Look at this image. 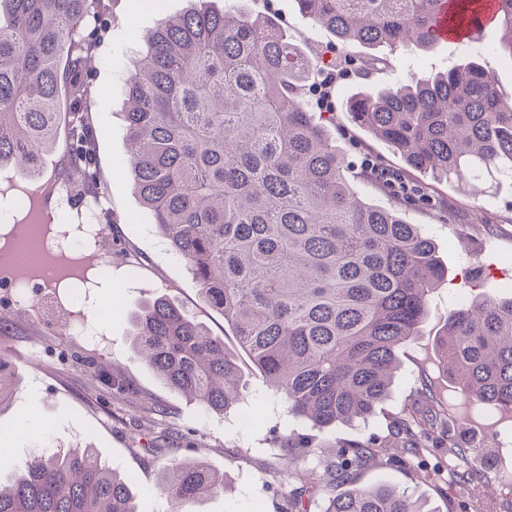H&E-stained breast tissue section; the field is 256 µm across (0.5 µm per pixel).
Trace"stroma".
<instances>
[{"label": "stroma", "instance_id": "1", "mask_svg": "<svg viewBox=\"0 0 512 512\" xmlns=\"http://www.w3.org/2000/svg\"><path fill=\"white\" fill-rule=\"evenodd\" d=\"M238 9L273 15L296 44L317 51L332 45L339 62L333 79V136L337 150L361 169L366 160L405 172L400 158L385 144L354 124L345 110L347 99L361 87L355 67L344 56L364 54L362 46H338L323 29L311 27L295 0H234ZM190 6L189 0H104L88 33L95 43L85 77L94 95L87 105L96 131V162L100 190L107 197L112 222V278L102 282V304L90 309L111 343L110 361L134 382L138 396H106L93 377L98 356L76 336L58 333V312L46 309L36 318L27 309L1 313L8 323L0 350L12 360L20 386L10 408L0 413V444L19 461L37 449L19 431L21 418L32 417L42 428L45 444L67 448L88 444L102 460L135 476L139 512H173L156 492L161 469L194 456L224 473V492L196 504V512H288L295 486L286 481V462L279 445L286 438H307L313 449L336 448L353 442L384 440L389 417L404 414L418 394L447 408L450 428L465 459L434 443L422 457H411L410 469L370 465L357 476L359 484L385 483L421 502L426 512H512V446L503 447L500 433L512 429V418L499 411L485 413L483 404L450 399L452 383L440 366L436 339L450 311L477 297L512 298V178L498 174L479 180V195L464 186L405 172L430 205L406 211L409 223L431 238L448 267L447 277L431 295L430 312L418 337L399 350V368L390 396L376 415L365 421L341 423L319 430L287 412L281 397L258 376L224 319L202 301L199 286L185 262L153 229V219L134 194L124 163L126 146L122 110L124 80L140 50V35L164 17ZM378 55L391 65L374 74L372 88L391 82L396 74L426 78L461 63L457 44L443 43L424 52L408 45L396 51L381 47ZM135 268H128V261ZM163 295L194 313L213 335L223 337L226 349L237 354L243 370L244 400L224 414L207 413L167 388L132 353L127 313L154 296ZM42 351L33 363L32 351ZM249 425H240L241 415ZM151 429L154 451L143 445Z\"/></svg>", "mask_w": 512, "mask_h": 512}]
</instances>
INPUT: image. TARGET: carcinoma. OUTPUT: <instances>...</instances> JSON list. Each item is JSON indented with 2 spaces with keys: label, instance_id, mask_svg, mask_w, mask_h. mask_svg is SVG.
Instances as JSON below:
<instances>
[{
  "label": "carcinoma",
  "instance_id": "obj_1",
  "mask_svg": "<svg viewBox=\"0 0 512 512\" xmlns=\"http://www.w3.org/2000/svg\"><path fill=\"white\" fill-rule=\"evenodd\" d=\"M141 36L125 81L123 129L134 191L180 256L207 305L224 317L253 367L288 413L315 428L366 420L387 399L398 352L448 275L435 245L397 206L365 202L329 133L332 115L313 111V88L336 58L310 57L266 14L214 8L209 0ZM302 16L343 45L438 47V0H295ZM103 0H0V167L39 178L60 124L70 137L77 183L96 191L95 134L84 81L93 45L84 30ZM497 51L512 60V0H498ZM353 121L409 168L464 182L512 175V97L474 61L413 75L346 102ZM130 346L171 390L208 413L242 394L237 357L195 316L161 296L128 315ZM444 372L476 401L512 414V299L483 298L448 316L437 341ZM106 393H136L114 368L94 366ZM16 390L0 354V411ZM439 411L418 403L391 419L401 443L354 444L320 454L284 442L283 476L324 490L320 512H423L386 484L360 486L370 458L403 466L435 439ZM157 492L176 512L224 492V473L202 460L167 466ZM0 512H137L132 481L95 448L41 453L0 476Z\"/></svg>",
  "mask_w": 512,
  "mask_h": 512
}]
</instances>
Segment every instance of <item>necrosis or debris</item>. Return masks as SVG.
I'll use <instances>...</instances> for the list:
<instances>
[{"label": "necrosis or debris", "instance_id": "4bbe7bcc", "mask_svg": "<svg viewBox=\"0 0 512 512\" xmlns=\"http://www.w3.org/2000/svg\"><path fill=\"white\" fill-rule=\"evenodd\" d=\"M55 199L57 223L34 224L29 238L20 216L33 212L32 194L15 184L0 189V307L22 302L38 311L43 299H50L65 314L68 333L102 354L110 343L85 309L99 280L112 272V248L101 220L104 205L74 207L66 192Z\"/></svg>", "mask_w": 512, "mask_h": 512}]
</instances>
